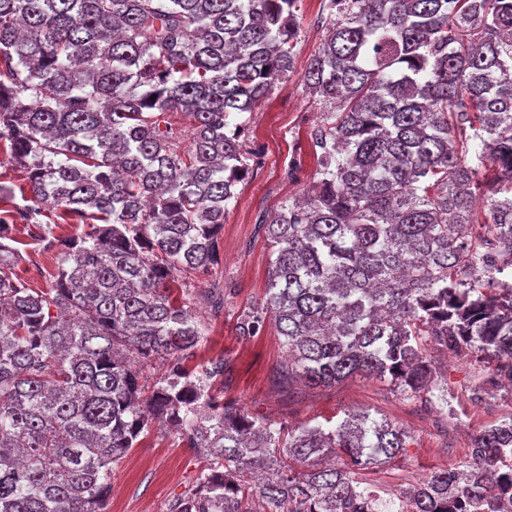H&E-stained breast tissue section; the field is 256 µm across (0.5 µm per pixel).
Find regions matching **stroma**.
I'll use <instances>...</instances> for the list:
<instances>
[{
    "label": "stroma",
    "instance_id": "35a3bbf8",
    "mask_svg": "<svg viewBox=\"0 0 512 512\" xmlns=\"http://www.w3.org/2000/svg\"><path fill=\"white\" fill-rule=\"evenodd\" d=\"M300 21L295 74L279 81L265 104L250 116L249 146L258 165L238 185L237 198L225 217L219 235L222 264L187 281L193 313L207 331L196 355L201 361L220 354L233 359V377L224 394L250 415L278 424L314 426L340 421L348 411L366 410L405 429L413 439L408 452L360 475L381 499L395 501L431 472L462 467L471 437L487 425L512 417V398L495 390L485 403L472 404L468 388L485 375V367L472 358L436 349L431 355L445 365L448 380L450 413L444 419L384 380L356 375L329 387L288 385L277 375L285 352L273 324H266L255 338L237 335L238 317L262 298L266 286L269 251L257 226L260 213L275 209L282 200L302 196L317 179L309 132L324 108L302 84L299 73L324 41L332 16L324 0H302ZM32 232L27 225L14 226L13 236L25 257L20 275L28 287L44 290L54 282L59 256L44 248ZM226 283L235 294L221 312H213L207 298ZM202 463V457L176 434L151 427L144 442L113 469L106 512H166L168 500L185 490Z\"/></svg>",
    "mask_w": 512,
    "mask_h": 512
}]
</instances>
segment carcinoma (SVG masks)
Listing matches in <instances>:
<instances>
[{
  "label": "carcinoma",
  "mask_w": 512,
  "mask_h": 512,
  "mask_svg": "<svg viewBox=\"0 0 512 512\" xmlns=\"http://www.w3.org/2000/svg\"><path fill=\"white\" fill-rule=\"evenodd\" d=\"M299 2L0 0V144L28 174L18 218L60 256L51 288L27 287L0 217V512H105L113 466L154 420L209 457L166 512L378 509L353 468L405 454L406 431L366 410L276 426L224 398L231 358L189 365L206 330L185 278L221 264L246 114L294 73ZM326 7L301 74L327 108L318 179L260 215L267 287L235 330L273 318L284 381L375 376L446 416L429 345L512 387V0ZM48 201L86 229L53 236ZM156 361L150 384L137 365ZM403 502L512 512V418Z\"/></svg>",
  "instance_id": "cac0c4a2"
}]
</instances>
